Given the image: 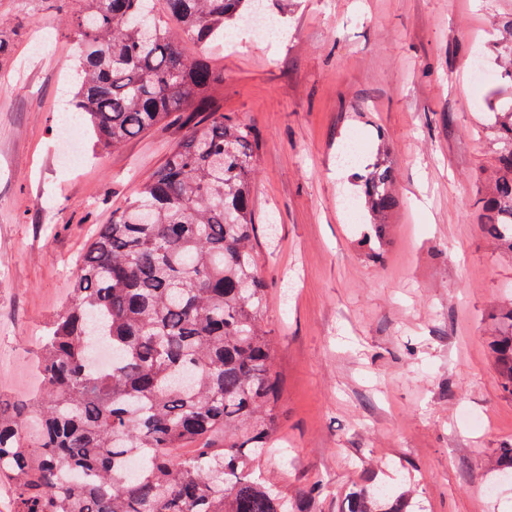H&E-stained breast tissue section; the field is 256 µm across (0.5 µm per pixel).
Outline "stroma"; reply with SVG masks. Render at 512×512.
Here are the masks:
<instances>
[{
  "mask_svg": "<svg viewBox=\"0 0 512 512\" xmlns=\"http://www.w3.org/2000/svg\"><path fill=\"white\" fill-rule=\"evenodd\" d=\"M281 36L236 30V47L186 42L224 74L215 103L252 128L258 271L288 456L258 468L309 512H341L357 485L394 487L422 512H512L494 501L512 446V395L499 385L495 312L512 303V252L482 227L497 165L489 112L512 109V59L493 45L512 0H266ZM484 52L495 81L474 84ZM74 47L62 16H30L0 73V399L40 390V336L62 309L72 261L185 134L173 118L124 147L59 164ZM363 163L388 148L398 204L383 233L352 221L336 155L349 134ZM482 416L483 430L462 422ZM314 497H307V490Z\"/></svg>",
  "mask_w": 512,
  "mask_h": 512,
  "instance_id": "stroma-1",
  "label": "stroma"
}]
</instances>
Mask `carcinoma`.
I'll list each match as a JSON object with an SVG mask.
<instances>
[{
  "mask_svg": "<svg viewBox=\"0 0 512 512\" xmlns=\"http://www.w3.org/2000/svg\"><path fill=\"white\" fill-rule=\"evenodd\" d=\"M76 50L73 121L104 150L180 112L185 136L112 211L76 264L38 352L42 388L0 409V478L15 512H295L256 477L280 423L266 284L253 241L252 130L224 117L206 53L259 0H64ZM13 50L0 17V67ZM498 176L484 232L512 251V111L494 113ZM392 171L361 176V202L390 209ZM495 353L512 394V308ZM38 425L24 443L21 417ZM342 512H407L391 489L351 493Z\"/></svg>",
  "mask_w": 512,
  "mask_h": 512,
  "instance_id": "carcinoma-1",
  "label": "carcinoma"
}]
</instances>
